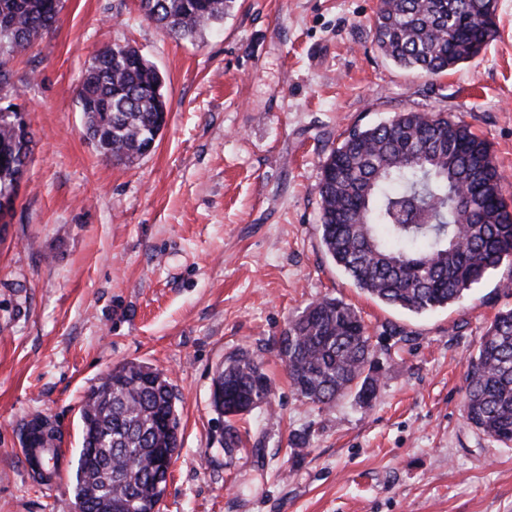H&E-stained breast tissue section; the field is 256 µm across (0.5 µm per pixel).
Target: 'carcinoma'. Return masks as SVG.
Here are the masks:
<instances>
[{"mask_svg":"<svg viewBox=\"0 0 512 512\" xmlns=\"http://www.w3.org/2000/svg\"><path fill=\"white\" fill-rule=\"evenodd\" d=\"M235 0H138L139 11L175 40L219 24ZM483 0H379L377 47L397 66L437 76L479 56L496 34ZM62 0H0V93L10 63L51 31ZM164 79L138 49L97 53L77 92L84 134L104 158L130 166L167 121ZM33 137L18 113L0 112V200L16 195ZM321 244L356 287L413 313L459 300L485 274L512 261V204L490 143L446 112H400L388 123L353 127L321 165ZM290 385L319 408L354 392L370 405L380 373L368 327L348 304L323 297L288 322L277 341ZM225 446L236 420L270 404L263 363L241 352L217 370ZM167 376L140 362L116 364L87 394L73 484L79 512H157L167 485L156 454L177 453L180 418ZM467 421L496 443H512V308L499 311L468 361ZM39 421L30 448L56 447Z\"/></svg>","mask_w":512,"mask_h":512,"instance_id":"obj_1","label":"carcinoma"}]
</instances>
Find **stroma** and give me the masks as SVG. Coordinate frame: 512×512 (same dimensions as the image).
Segmentation results:
<instances>
[{
    "label": "stroma",
    "instance_id": "1",
    "mask_svg": "<svg viewBox=\"0 0 512 512\" xmlns=\"http://www.w3.org/2000/svg\"><path fill=\"white\" fill-rule=\"evenodd\" d=\"M378 3L236 0L215 29L176 41L138 0H64L15 60L36 145L0 229V512H77L79 410L124 361L162 370L177 395L181 448L160 512H512V445L464 408L467 359L512 307V266L445 308L384 305L325 256L316 190L348 129L413 109L485 138L512 197V0H498L482 53L436 77L378 49ZM113 43L156 66L169 107L155 149L130 167L89 143L76 103L89 61ZM324 296L373 332L370 405L351 394L321 409L290 386L275 342ZM242 350L263 360L273 394L229 450L212 380ZM38 418L60 433L50 487L21 454Z\"/></svg>",
    "mask_w": 512,
    "mask_h": 512
}]
</instances>
